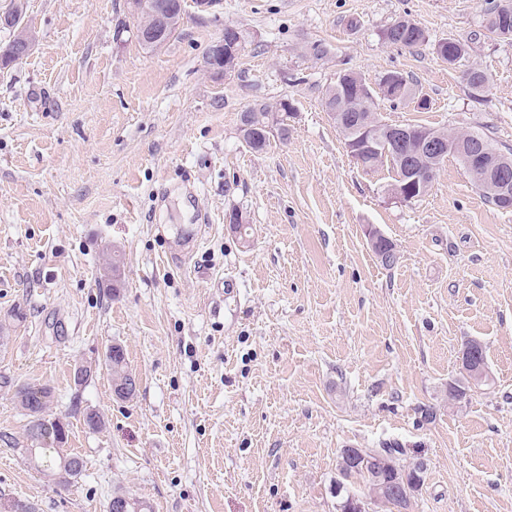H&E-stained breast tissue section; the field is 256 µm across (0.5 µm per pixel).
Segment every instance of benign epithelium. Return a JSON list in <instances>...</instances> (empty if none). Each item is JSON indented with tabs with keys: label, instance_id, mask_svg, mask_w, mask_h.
<instances>
[{
	"label": "benign epithelium",
	"instance_id": "1",
	"mask_svg": "<svg viewBox=\"0 0 512 512\" xmlns=\"http://www.w3.org/2000/svg\"><path fill=\"white\" fill-rule=\"evenodd\" d=\"M130 16L135 22L134 35L137 41L150 49H158L164 45V34L176 26V20L183 16L173 18L155 10V0H126ZM0 28H7L15 32L14 47L8 56L0 59V66L6 68L13 63L25 59L33 50L35 37L24 25L20 24L19 15L15 7L10 5L0 12ZM235 41L229 50H224L227 43V34H222L216 40L209 56H221V66L216 68V73L228 75L236 69L244 39L239 30H234ZM384 94L389 97L395 92L400 95L405 103H413L417 106L422 101L413 96L409 91L400 86V78L396 74L388 73L383 77ZM376 98H371L367 108L371 109L369 118L358 119L353 123L351 131L357 133V137L347 142V150L350 155L358 154L362 149L372 146L370 137L366 132L376 125L383 124L379 113L374 111ZM384 145V154L397 156L400 167L397 168L395 178L390 191L403 201H411L421 197L428 189L429 183L425 180L423 172L428 166L439 163L448 153L458 155L463 161L469 174L483 188L492 190L494 200L504 210L512 209V155L499 151L490 142L476 134L465 135L459 139L445 138L432 130L418 131V137L412 138L411 129L390 125L384 138L378 140ZM483 345L473 340L464 350L462 364L470 375V381L475 383L484 379L486 367L484 362L472 359V354L482 350ZM373 459L365 455H357L349 448L342 450L338 471L356 469L360 466L368 467ZM400 483L397 479H386L366 492V495L374 500L384 499L398 493Z\"/></svg>",
	"mask_w": 512,
	"mask_h": 512
}]
</instances>
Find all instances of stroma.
<instances>
[{
	"mask_svg": "<svg viewBox=\"0 0 512 512\" xmlns=\"http://www.w3.org/2000/svg\"><path fill=\"white\" fill-rule=\"evenodd\" d=\"M490 2L185 0L147 51L124 0H26L34 50L0 71V512H105L118 488L151 512H340L341 451L389 442L423 468L406 512H512V210L453 156L425 195L394 199L390 165L359 167L323 108L338 74L396 71L430 107L382 99L383 120L512 150V41L487 31ZM401 17L429 44L386 43ZM228 25L245 45L224 77L205 58ZM451 35L467 45L452 66L432 47ZM282 102L287 141L248 148L241 112ZM472 339L487 379L452 405ZM112 344L137 380L126 401ZM79 364L95 370L80 387ZM22 383L54 390L85 462L68 489L24 459ZM105 365L112 376V387L124 383L132 374L128 371L123 347L118 344L110 345L105 353Z\"/></svg>",
	"mask_w": 512,
	"mask_h": 512,
	"instance_id": "obj_1",
	"label": "stroma"
}]
</instances>
